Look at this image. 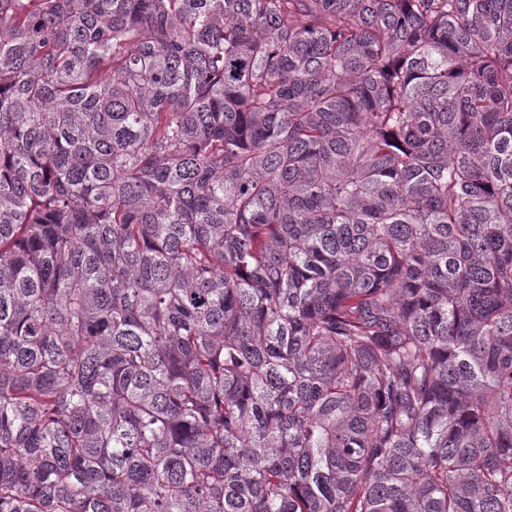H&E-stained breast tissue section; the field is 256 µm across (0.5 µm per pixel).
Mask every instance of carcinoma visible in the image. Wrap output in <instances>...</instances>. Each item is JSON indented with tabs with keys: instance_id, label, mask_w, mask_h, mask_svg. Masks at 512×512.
<instances>
[{
	"instance_id": "carcinoma-1",
	"label": "carcinoma",
	"mask_w": 512,
	"mask_h": 512,
	"mask_svg": "<svg viewBox=\"0 0 512 512\" xmlns=\"http://www.w3.org/2000/svg\"><path fill=\"white\" fill-rule=\"evenodd\" d=\"M0 512H512V0H0Z\"/></svg>"
}]
</instances>
